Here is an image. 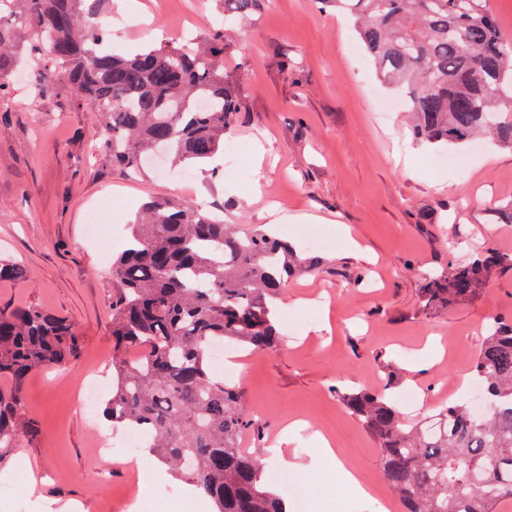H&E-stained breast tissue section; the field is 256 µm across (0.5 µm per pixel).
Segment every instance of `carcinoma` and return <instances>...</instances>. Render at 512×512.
I'll return each mask as SVG.
<instances>
[{
    "instance_id": "obj_1",
    "label": "carcinoma",
    "mask_w": 512,
    "mask_h": 512,
    "mask_svg": "<svg viewBox=\"0 0 512 512\" xmlns=\"http://www.w3.org/2000/svg\"><path fill=\"white\" fill-rule=\"evenodd\" d=\"M0 9V99L23 63L20 43L46 48L33 93L59 87L91 112L96 140L112 165L129 173L162 148L175 165L224 147L237 96L224 78V41L167 42L125 55L110 47L96 0H9ZM258 0H224V24ZM354 19L365 54L405 100L416 139L461 144L489 134L512 146V35L488 0H321ZM318 257L272 228L240 232L193 201L153 199L131 225L128 247L112 260L121 290L112 302V387L103 401L110 423L137 427L145 447L182 472L215 512H283L264 483L266 464L242 448L261 436L244 408L245 392L213 376L210 343L251 352L280 342L275 302L288 277ZM512 254L488 250L425 277L426 308L470 301ZM0 259V282L25 279ZM75 334L65 318L29 305L0 309V458L22 432L24 386L36 371L64 363ZM473 377L486 413L466 404L439 409L432 423L402 416L383 391L334 389L375 439L382 475L402 512H498L512 499V325H488Z\"/></svg>"
}]
</instances>
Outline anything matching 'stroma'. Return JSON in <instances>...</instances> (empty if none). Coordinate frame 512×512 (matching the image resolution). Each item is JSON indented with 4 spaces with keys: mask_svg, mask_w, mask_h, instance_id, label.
Instances as JSON below:
<instances>
[{
    "mask_svg": "<svg viewBox=\"0 0 512 512\" xmlns=\"http://www.w3.org/2000/svg\"><path fill=\"white\" fill-rule=\"evenodd\" d=\"M100 19L113 47L127 53L160 46L155 26L172 38L191 26L205 43L224 20V0H105ZM356 42L348 19L319 0H259L224 36V75L241 102L230 137L243 153L234 164L216 153L187 185L171 174L131 178L112 168L94 148L90 112L70 95L26 96L25 85L40 77L37 62L0 102V255L27 270L23 281L0 283V307L39 306L67 317L77 336L65 363L29 377L24 415L39 434L20 436L0 463V475L36 486L27 512L122 506L135 467L98 456L105 430L87 417L78 390L89 372H112L119 284L110 265L140 206L158 196L194 200L241 230L317 216L321 235L328 222L346 224L361 247L356 253L333 238L320 265L286 282L297 309L284 317L281 343L252 356L236 378L247 413L265 424L263 438L245 436L250 452L267 456L284 426L303 421L286 449L301 464L306 512H366L322 460V431L334 433L361 483L382 479L377 443L333 387L387 389L411 418L472 400L456 384L469 375L487 323L512 324V270L446 310L423 307L420 288L425 274L462 260L469 247L512 253V149L425 145L406 113L378 119L377 100L390 91L367 57L350 54ZM442 155L465 165H433ZM106 196L124 221L99 214L104 246L88 239L86 211ZM411 391L419 401H407Z\"/></svg>",
    "mask_w": 512,
    "mask_h": 512,
    "instance_id": "1",
    "label": "stroma"
}]
</instances>
